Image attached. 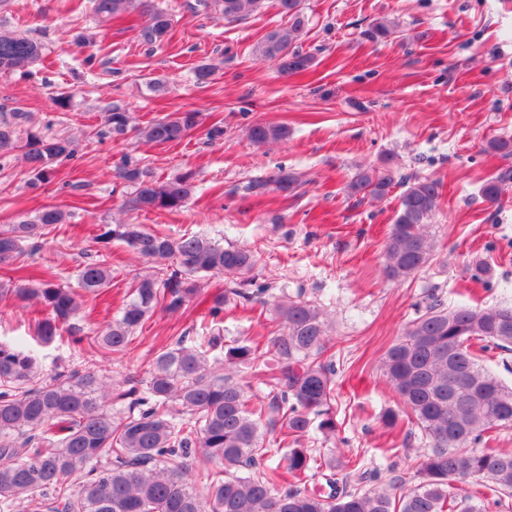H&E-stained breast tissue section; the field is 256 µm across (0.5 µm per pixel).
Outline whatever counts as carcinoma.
Here are the masks:
<instances>
[{"mask_svg":"<svg viewBox=\"0 0 512 512\" xmlns=\"http://www.w3.org/2000/svg\"><path fill=\"white\" fill-rule=\"evenodd\" d=\"M136 0H89L100 21L121 19ZM261 0H213L233 22L254 12ZM288 26L268 32L256 55L295 75L316 64L313 54L294 46L307 20L300 0H277ZM171 14L148 11L141 42L156 46L169 39ZM393 25L380 20L367 39H387ZM39 42L0 33V74L22 71L41 57ZM31 113L0 105V159L19 152L27 184L55 181L59 166L77 155L76 142L29 128ZM200 124L195 110L173 112L144 124H131L130 112L114 104L104 112L96 136L131 137L156 145L179 143ZM282 123L255 122L247 129L257 145L284 141ZM118 178L132 188L136 210L177 211L194 195L196 177L188 170L162 181L126 155ZM405 187L386 245L385 274L396 280L421 269L431 256L429 220L440 197L430 178L397 176L390 168L358 171L347 185L352 197L383 198ZM298 176L278 169L253 181L248 190L288 192ZM66 212L45 207L35 216L0 229V264L39 247ZM118 241L156 264L154 274L131 285L128 301L104 328L76 322L84 295H103L111 271L101 260L82 262L76 286L60 283L61 273L21 276L12 288L0 284V301L32 303L35 339L43 345L68 341L95 347L108 360L126 354L134 331L156 308L177 311L198 292L197 277L232 279L229 293L212 297L206 333L189 342L180 336L161 347L147 377L126 388L96 367L63 369L44 377L42 364L26 343L0 342V512H483L484 501L512 496V452L490 446L493 432L512 426V385L480 364L491 350L512 351V305L448 308L439 299L426 305L385 351L382 374L404 405L407 423L429 439L417 470L419 482L403 490L399 475L377 489L362 487L378 469L354 468L336 477V466L318 463L301 440L315 429L336 436L335 363L323 359L331 338L325 314L303 300L275 304L280 329L262 344L238 337L221 344L220 324L229 296L267 304L270 288L256 283L253 251L227 247L205 234L171 238L141 224H106L96 236L106 250ZM476 281L491 282L486 257L470 262ZM221 349L223 354L211 352ZM270 356L267 400H253L246 385L224 368H246ZM280 428L270 462L266 435ZM214 465L202 488L192 484L196 459ZM328 467V491L306 488L307 478Z\"/></svg>","mask_w":512,"mask_h":512,"instance_id":"obj_1","label":"carcinoma"}]
</instances>
